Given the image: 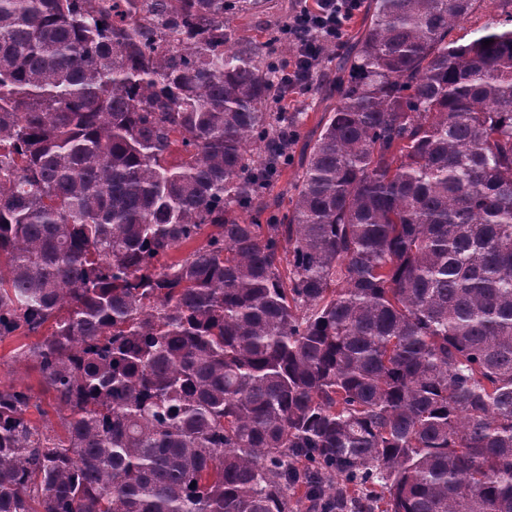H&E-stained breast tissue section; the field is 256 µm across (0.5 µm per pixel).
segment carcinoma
Listing matches in <instances>:
<instances>
[{"label": "carcinoma", "mask_w": 512, "mask_h": 512, "mask_svg": "<svg viewBox=\"0 0 512 512\" xmlns=\"http://www.w3.org/2000/svg\"><path fill=\"white\" fill-rule=\"evenodd\" d=\"M255 5L0 0V512H512V0H368L286 211ZM38 336H30L29 338H6L0 342V380L6 381L14 379L17 383L29 386L33 391L40 396L42 408L47 411V417L40 419L37 413L32 416L33 419H38L41 424H48L49 427L57 428L58 417L55 412V401L51 394L42 392L40 385V374L32 366H19L13 362L12 355L14 348L21 342L33 343L36 342Z\"/></svg>", "instance_id": "cac0c4a2"}]
</instances>
